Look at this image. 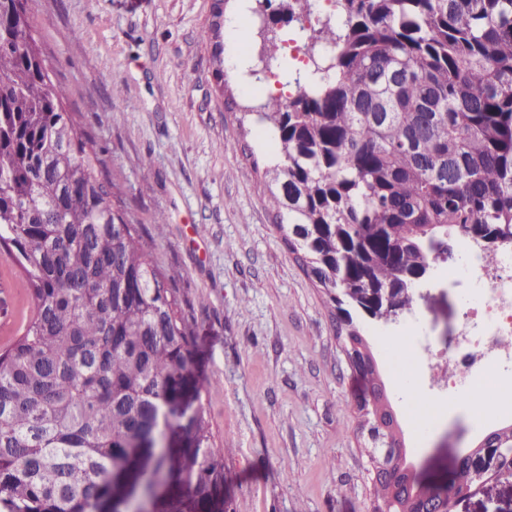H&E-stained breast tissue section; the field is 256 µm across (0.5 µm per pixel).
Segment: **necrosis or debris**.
I'll list each match as a JSON object with an SVG mask.
<instances>
[{"label": "necrosis or debris", "instance_id": "necrosis-or-debris-1", "mask_svg": "<svg viewBox=\"0 0 512 512\" xmlns=\"http://www.w3.org/2000/svg\"><path fill=\"white\" fill-rule=\"evenodd\" d=\"M448 268L464 277L468 288L453 346L436 345L418 315L400 324L408 335V356L435 404L473 388L486 373L512 377V244L486 261L481 245L459 243Z\"/></svg>", "mask_w": 512, "mask_h": 512}]
</instances>
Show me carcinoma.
I'll return each instance as SVG.
<instances>
[{"label":"carcinoma","mask_w":512,"mask_h":512,"mask_svg":"<svg viewBox=\"0 0 512 512\" xmlns=\"http://www.w3.org/2000/svg\"><path fill=\"white\" fill-rule=\"evenodd\" d=\"M317 21L304 89L259 99L277 153L270 205L338 335L371 351L348 288H409L470 231L512 242V0H340ZM224 0L201 39L224 78ZM33 34L30 0H0V247L32 304L0 349V512H114L143 481L162 512H224V449L194 407L179 448H142L167 404L200 400L194 331ZM378 507L415 512L400 481Z\"/></svg>","instance_id":"obj_1"}]
</instances>
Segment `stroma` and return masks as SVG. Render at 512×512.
I'll return each mask as SVG.
<instances>
[{"instance_id":"stroma-1","label":"stroma","mask_w":512,"mask_h":512,"mask_svg":"<svg viewBox=\"0 0 512 512\" xmlns=\"http://www.w3.org/2000/svg\"><path fill=\"white\" fill-rule=\"evenodd\" d=\"M213 0H37L36 35L66 107L95 144L94 174L116 184L154 263L178 290L194 330L201 394L224 448L228 512H370L364 388L336 333L333 304L289 250L268 207L269 158L241 82L215 93L200 33ZM237 142L222 152L220 141ZM164 213V231L153 218ZM465 283L447 267L417 288L413 309L433 341L457 335ZM23 308L20 281L0 265V339ZM392 327L368 341L427 480L449 479L457 457L512 424L448 407L418 432L408 415L421 391ZM458 512H512V479L473 486Z\"/></svg>"}]
</instances>
